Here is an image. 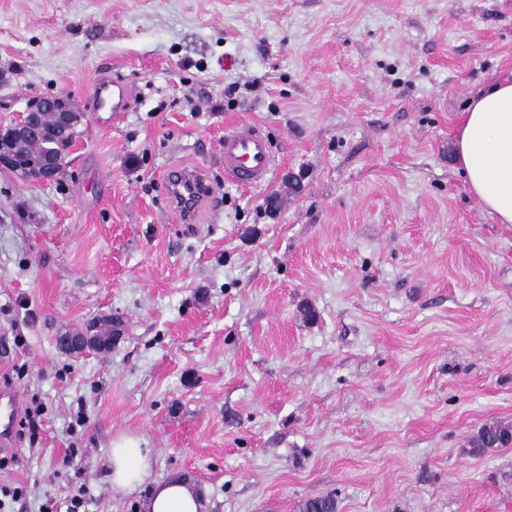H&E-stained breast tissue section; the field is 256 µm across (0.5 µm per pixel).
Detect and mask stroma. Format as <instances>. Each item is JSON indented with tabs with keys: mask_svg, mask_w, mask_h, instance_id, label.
Listing matches in <instances>:
<instances>
[{
	"mask_svg": "<svg viewBox=\"0 0 512 512\" xmlns=\"http://www.w3.org/2000/svg\"><path fill=\"white\" fill-rule=\"evenodd\" d=\"M103 65L130 111H92ZM511 75L512 0H0V126L46 92L84 114L57 181L0 171V385L31 411L0 512H145L108 480L122 436L206 512H512V444L470 445L512 426V224L453 146ZM238 122L264 185L224 178ZM175 164L219 188L200 223L166 210ZM224 178L240 186L265 184L276 163L262 127L241 123L224 130ZM88 334H76L72 336H63L59 341V347L62 351L69 353L81 352L87 348L104 349L109 345L106 340L100 336H87ZM509 444H512V427L495 423L485 425L471 440L472 451L476 454Z\"/></svg>",
	"mask_w": 512,
	"mask_h": 512,
	"instance_id": "35a3bbf8",
	"label": "stroma"
}]
</instances>
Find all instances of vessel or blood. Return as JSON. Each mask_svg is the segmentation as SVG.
Masks as SVG:
<instances>
[{
	"label": "vessel or blood",
	"mask_w": 512,
	"mask_h": 512,
	"mask_svg": "<svg viewBox=\"0 0 512 512\" xmlns=\"http://www.w3.org/2000/svg\"><path fill=\"white\" fill-rule=\"evenodd\" d=\"M96 112H126L135 100L133 85L119 72L100 69L90 93ZM224 176L240 186L265 184L276 163L269 138L262 127L241 123L224 131ZM168 182V209L185 224L198 223L211 207L215 193L207 172L200 168L172 167ZM23 406L13 387L0 388V449L14 445Z\"/></svg>",
	"instance_id": "vessel-or-blood-1"
}]
</instances>
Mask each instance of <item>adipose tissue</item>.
Listing matches in <instances>:
<instances>
[{"instance_id": "adipose-tissue-1", "label": "adipose tissue", "mask_w": 512, "mask_h": 512, "mask_svg": "<svg viewBox=\"0 0 512 512\" xmlns=\"http://www.w3.org/2000/svg\"><path fill=\"white\" fill-rule=\"evenodd\" d=\"M455 155L473 194L498 223L512 224V78L480 91L462 114ZM112 490L124 494L150 475L151 455L138 440L115 442L110 455ZM147 512H203L198 491L172 478L155 483Z\"/></svg>"}]
</instances>
